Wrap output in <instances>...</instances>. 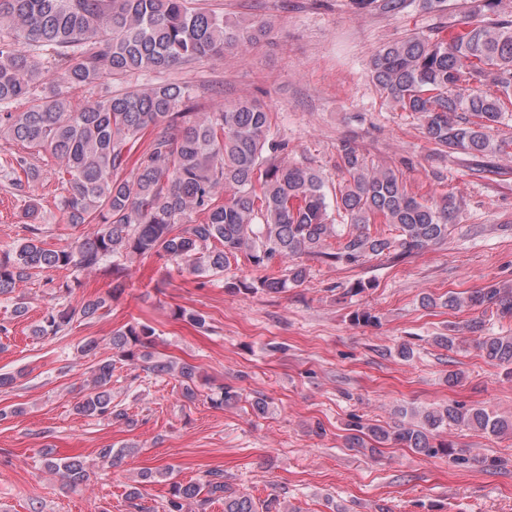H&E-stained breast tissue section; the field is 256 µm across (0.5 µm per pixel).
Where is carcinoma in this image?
Instances as JSON below:
<instances>
[{
    "label": "carcinoma",
    "mask_w": 512,
    "mask_h": 512,
    "mask_svg": "<svg viewBox=\"0 0 512 512\" xmlns=\"http://www.w3.org/2000/svg\"><path fill=\"white\" fill-rule=\"evenodd\" d=\"M350 4L357 12L391 17L414 4L428 13L448 9V0ZM266 32L263 22L242 26L198 0H0V139L60 161L67 222L94 225L69 245L48 247L44 227L34 223L37 205L29 202L27 236L0 252V294L47 269L69 272L59 285L65 297L82 286V275L107 261L112 277L108 297L58 304L34 326V336L55 337L76 318H94L107 298L124 289V261L130 258H164L199 276L224 272L242 254L264 275L227 279L224 289L276 294L305 282L307 268L299 262L304 256L358 265L372 257L410 256L448 239L459 200L412 194L399 173L368 165L348 146L342 149L343 183L335 202L352 230H338L326 177L306 163L277 159L283 145L269 138L270 113L257 100L203 111L198 88L160 82L74 110L63 91L243 50ZM50 66L59 73L53 81L46 76ZM369 72L394 108L420 121L436 149L476 162L512 154V136L494 135L512 111V10L504 0H468L452 30L416 31L383 44ZM136 148L141 152L131 165ZM377 222L393 226V234L370 233L369 225ZM276 264L282 266L279 274L271 272ZM442 305L512 318V286L489 284L465 297L450 292ZM466 327L478 335L477 347L490 363L512 367V336L485 333L479 317ZM111 345L120 359L140 362L157 377L176 378L183 396L195 397L197 366L156 356V333L148 322L126 323L113 332ZM114 368L110 357L94 363L77 413L128 421L112 403ZM239 398L230 386L209 396L217 408ZM399 414L417 423L386 429L353 418L347 446L374 454L390 442L427 458L446 456L459 467L478 462L493 470L497 459L458 454L441 433L461 428L498 436L512 430L511 420L456 402ZM45 467L70 485L89 478L80 458L48 459ZM214 500L224 501V512H290L276 499L260 508L250 495L229 492L217 470L171 483L164 512H189L194 503Z\"/></svg>",
    "instance_id": "carcinoma-1"
}]
</instances>
